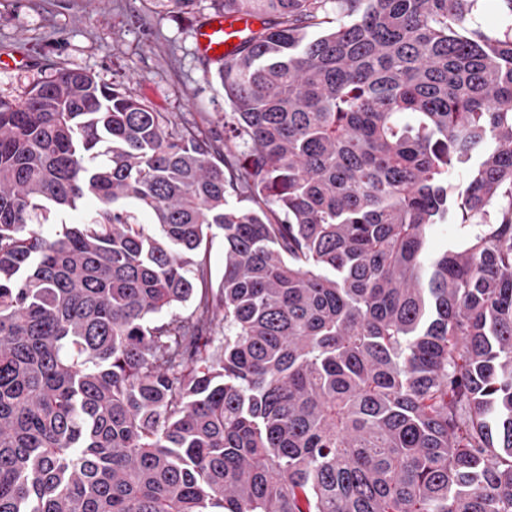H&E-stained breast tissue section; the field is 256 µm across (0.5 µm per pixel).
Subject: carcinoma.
Segmentation results:
<instances>
[{
	"mask_svg": "<svg viewBox=\"0 0 512 512\" xmlns=\"http://www.w3.org/2000/svg\"><path fill=\"white\" fill-rule=\"evenodd\" d=\"M478 2L214 0L261 24L222 149L82 71L0 100V512H512V0L495 38ZM452 222L448 220V224L434 225L429 230L427 244L429 258L446 249L458 247L462 243L465 231L459 224H452ZM211 242L209 244L210 266L213 280L221 277L224 269V239L220 230L213 228L209 234Z\"/></svg>",
	"mask_w": 512,
	"mask_h": 512,
	"instance_id": "1",
	"label": "carcinoma"
}]
</instances>
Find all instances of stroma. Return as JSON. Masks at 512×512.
I'll return each mask as SVG.
<instances>
[{
    "label": "stroma",
    "mask_w": 512,
    "mask_h": 512,
    "mask_svg": "<svg viewBox=\"0 0 512 512\" xmlns=\"http://www.w3.org/2000/svg\"><path fill=\"white\" fill-rule=\"evenodd\" d=\"M213 12V0H0V55L23 60L0 66V100L21 102L64 66L123 84L177 123L223 138L230 106L194 40Z\"/></svg>",
    "instance_id": "35a3bbf8"
}]
</instances>
